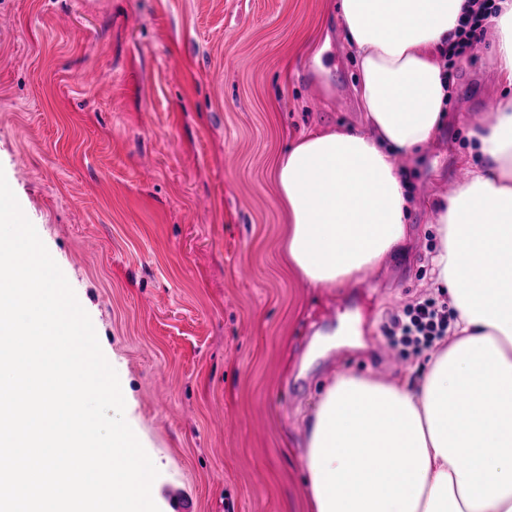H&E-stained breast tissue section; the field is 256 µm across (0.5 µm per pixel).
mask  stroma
Masks as SVG:
<instances>
[{
  "mask_svg": "<svg viewBox=\"0 0 512 512\" xmlns=\"http://www.w3.org/2000/svg\"><path fill=\"white\" fill-rule=\"evenodd\" d=\"M335 0H0V171L89 314L125 418L195 512H312L305 418L336 372L420 374L387 314L437 296L433 208L500 95L493 42L455 68L443 127L401 158L410 243L308 286L272 169L310 129L365 132Z\"/></svg>",
  "mask_w": 512,
  "mask_h": 512,
  "instance_id": "35a3bbf8",
  "label": "stroma"
}]
</instances>
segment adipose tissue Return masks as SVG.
Wrapping results in <instances>:
<instances>
[{
    "label": "adipose tissue",
    "mask_w": 512,
    "mask_h": 512,
    "mask_svg": "<svg viewBox=\"0 0 512 512\" xmlns=\"http://www.w3.org/2000/svg\"><path fill=\"white\" fill-rule=\"evenodd\" d=\"M492 18L494 65L512 87V0ZM467 0H339L368 133L302 134L272 171L284 250L311 286L346 288L407 238L396 158L441 128L446 58ZM481 161L433 213L432 282L457 318L419 376L336 373L307 421L314 512H512V94L471 127Z\"/></svg>",
    "instance_id": "obj_1"
}]
</instances>
